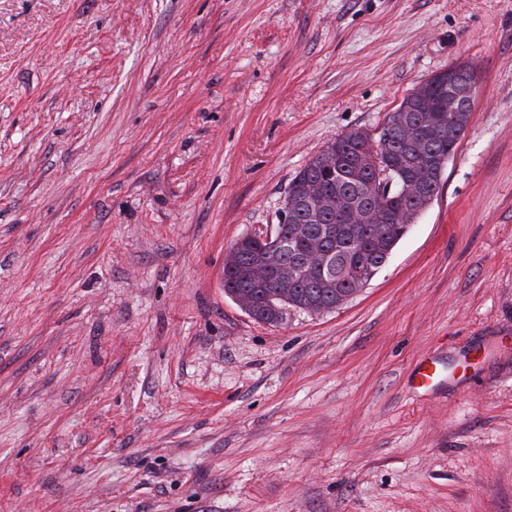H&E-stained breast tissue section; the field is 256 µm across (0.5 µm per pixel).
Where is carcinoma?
Instances as JSON below:
<instances>
[{"mask_svg": "<svg viewBox=\"0 0 512 512\" xmlns=\"http://www.w3.org/2000/svg\"><path fill=\"white\" fill-rule=\"evenodd\" d=\"M442 76V72L433 75L418 90L435 98L437 109L450 118L454 112L448 90L437 86ZM423 130L430 149L442 153L456 151L465 132L459 129L457 140L449 141L435 124L425 125ZM326 149H335L349 158L348 170L328 177L321 169V155H316L289 182L282 208L297 212L295 223L285 229L294 241L292 252L296 254L310 251L321 241L320 228L328 230L327 244L332 251L336 279L304 266L286 287L272 277L255 281L245 271L268 263L266 250L252 240L238 239L233 244L236 273L227 292L237 291L255 299L258 320L264 323L280 322L289 307L302 309L317 301L343 304L364 287L360 278L378 274L391 255L389 247L397 245L407 234L402 224L403 213L417 204L413 197L400 193L399 174L426 167L431 178L425 192L435 195L439 191L443 170L431 156L420 154L403 141L392 112L386 115L378 135L350 132L328 142ZM312 182L319 183L323 198L328 200L314 219L310 218L308 207L300 206ZM362 207L374 209L381 219L375 224L352 223L347 210Z\"/></svg>", "mask_w": 512, "mask_h": 512, "instance_id": "cac0c4a2", "label": "carcinoma"}]
</instances>
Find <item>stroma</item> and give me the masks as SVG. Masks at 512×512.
<instances>
[{"label": "stroma", "mask_w": 512, "mask_h": 512, "mask_svg": "<svg viewBox=\"0 0 512 512\" xmlns=\"http://www.w3.org/2000/svg\"><path fill=\"white\" fill-rule=\"evenodd\" d=\"M457 63L370 284L226 296L296 172ZM0 512H512V0H0ZM459 118L454 116L451 123H448V139H445L447 136L444 132L441 134L439 132L437 125L434 124L432 126L423 125L421 126L425 131V137L428 140V144L430 149L437 152H445L451 150L452 155L455 153L457 146L464 136L465 128H459V133L455 141H450L452 138L456 136L457 122Z\"/></svg>", "instance_id": "obj_1"}]
</instances>
